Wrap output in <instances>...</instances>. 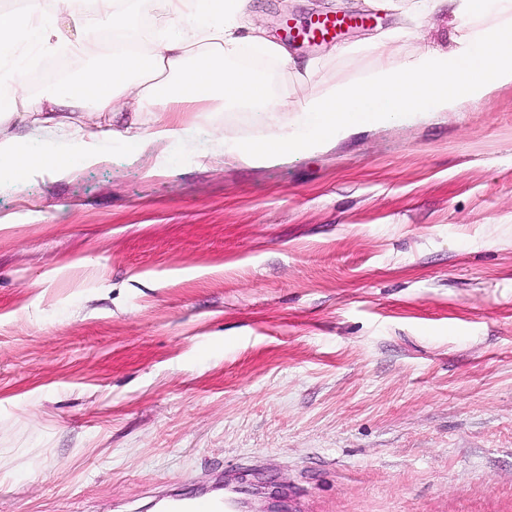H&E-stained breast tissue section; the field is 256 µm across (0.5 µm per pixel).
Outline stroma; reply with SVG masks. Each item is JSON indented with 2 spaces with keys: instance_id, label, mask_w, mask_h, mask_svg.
Instances as JSON below:
<instances>
[{
  "instance_id": "1",
  "label": "stroma",
  "mask_w": 512,
  "mask_h": 512,
  "mask_svg": "<svg viewBox=\"0 0 512 512\" xmlns=\"http://www.w3.org/2000/svg\"><path fill=\"white\" fill-rule=\"evenodd\" d=\"M305 76L274 100L442 53L471 27L407 0H249ZM366 17L336 40L285 20ZM193 146L0 181V512H159L252 484L294 512H512V84L249 166L261 127L183 112ZM34 151L64 135L9 125Z\"/></svg>"
}]
</instances>
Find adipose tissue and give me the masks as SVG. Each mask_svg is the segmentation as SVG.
Wrapping results in <instances>:
<instances>
[{"label":"adipose tissue","mask_w":512,"mask_h":512,"mask_svg":"<svg viewBox=\"0 0 512 512\" xmlns=\"http://www.w3.org/2000/svg\"><path fill=\"white\" fill-rule=\"evenodd\" d=\"M154 53H138L126 23L131 0H86L63 19L46 12L43 0H24L22 9H0V57L18 40L45 51L67 46L76 62L93 57L97 32L111 30L112 51L105 63L87 72L75 86L63 85L49 98L45 120L67 132L70 112L93 104L111 113L121 97L133 98L138 109L162 112H206L212 102L231 99L253 105L256 113L288 112L286 124L233 145L239 159L260 165L287 152L315 153L336 135L354 128L424 112H455L482 101L498 84H512V0H412L415 13L444 6L473 19L497 9L498 27L474 28L459 38L452 54L425 52L402 71L380 70L355 84L335 86L297 106L272 102L268 89L244 68H231L243 48L254 45L279 66L295 67L281 45L262 40L246 19V0H198L195 12L187 0H161ZM21 69L0 61V124L26 121L35 106L24 99Z\"/></svg>","instance_id":"obj_1"}]
</instances>
